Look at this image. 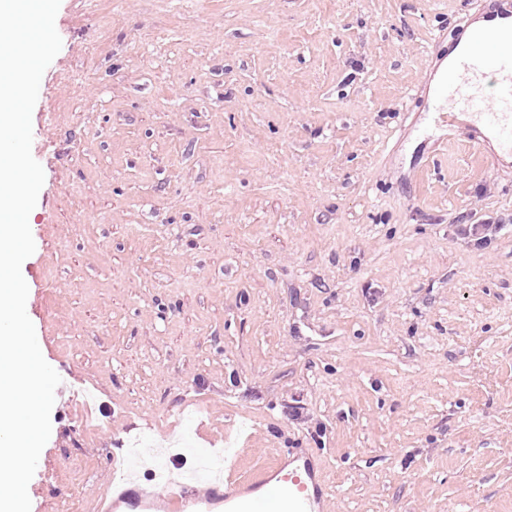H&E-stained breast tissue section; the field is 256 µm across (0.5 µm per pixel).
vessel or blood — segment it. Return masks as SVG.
<instances>
[{"label": "vessel or blood", "mask_w": 512, "mask_h": 512, "mask_svg": "<svg viewBox=\"0 0 512 512\" xmlns=\"http://www.w3.org/2000/svg\"><path fill=\"white\" fill-rule=\"evenodd\" d=\"M501 28H490L457 54L449 79L443 83L433 109L446 120L457 113L474 117L488 137L512 152V0L499 6ZM314 479L310 465L279 472L263 495L232 501L233 512H315L318 495L309 491ZM153 483L165 485L172 498L185 497L189 473L168 466L152 469Z\"/></svg>", "instance_id": "b4317fda"}]
</instances>
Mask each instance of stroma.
I'll return each instance as SVG.
<instances>
[{"mask_svg": "<svg viewBox=\"0 0 512 512\" xmlns=\"http://www.w3.org/2000/svg\"><path fill=\"white\" fill-rule=\"evenodd\" d=\"M488 4L61 0L31 512H97L117 443L231 448L239 491L304 449L323 512H512V161L430 109Z\"/></svg>", "mask_w": 512, "mask_h": 512, "instance_id": "1", "label": "stroma"}]
</instances>
